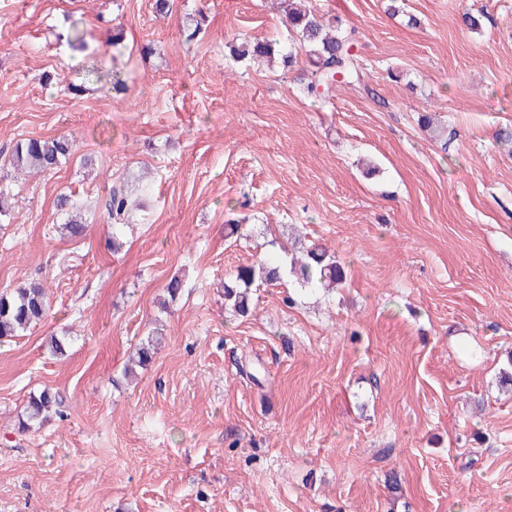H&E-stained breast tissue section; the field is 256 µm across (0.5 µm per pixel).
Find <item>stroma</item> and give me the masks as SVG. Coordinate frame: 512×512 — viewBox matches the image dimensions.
Returning a JSON list of instances; mask_svg holds the SVG:
<instances>
[{
    "label": "stroma",
    "instance_id": "1",
    "mask_svg": "<svg viewBox=\"0 0 512 512\" xmlns=\"http://www.w3.org/2000/svg\"><path fill=\"white\" fill-rule=\"evenodd\" d=\"M280 3L0 0V292L35 278L51 304L0 342V512H512V153L495 140L512 0H306L372 89L327 100L305 91L306 57L225 48L295 42ZM91 59L104 79L70 94ZM54 135L76 141L67 163L11 169L17 140ZM120 183L138 207L116 253L103 204ZM63 193L82 237L58 231ZM297 238L335 253L344 287L256 284L251 314L225 308L237 267ZM46 388L64 417L18 432Z\"/></svg>",
    "mask_w": 512,
    "mask_h": 512
}]
</instances>
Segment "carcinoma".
Instances as JSON below:
<instances>
[{"label": "carcinoma", "mask_w": 512, "mask_h": 512, "mask_svg": "<svg viewBox=\"0 0 512 512\" xmlns=\"http://www.w3.org/2000/svg\"><path fill=\"white\" fill-rule=\"evenodd\" d=\"M288 28L296 33L298 48L306 52L311 66V81L306 90L309 94L324 96L337 83L336 76L346 83L360 80L359 58L350 51L348 38L339 33L333 22L309 11H290L286 16ZM230 52L239 59L248 55H270L273 45L264 39L245 41L230 46ZM75 152L74 142L66 136L33 137L16 142L10 155L9 164L15 171H51ZM59 210L68 212V222L61 230L70 237L84 235L86 226L74 214V203L67 195L57 200ZM131 209L125 187L119 186L110 192L107 204L108 218L113 221L112 249L121 248L118 231L121 221ZM291 275L295 283L311 290L331 293L345 283L346 273L335 255L327 249L314 245L306 251L305 258L288 259L275 263L259 259L251 265L237 268L234 279L224 284L225 305L244 315L252 305V285L260 281L277 285ZM49 310L46 288L39 281H30L0 293V340L22 335L30 327L42 321ZM63 396L50 388L30 397L24 415L18 419V430L25 432L47 421L51 415L62 414Z\"/></svg>", "instance_id": "carcinoma-1"}]
</instances>
